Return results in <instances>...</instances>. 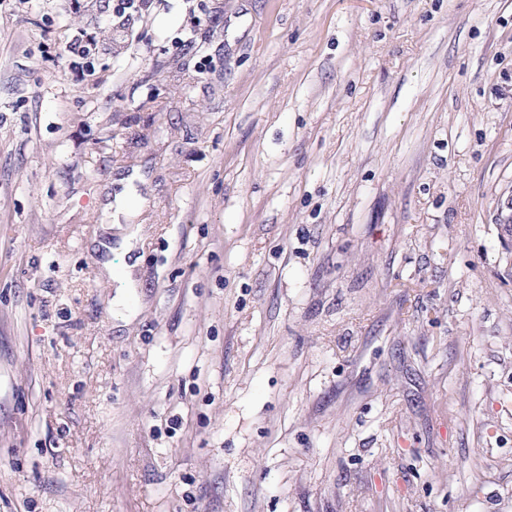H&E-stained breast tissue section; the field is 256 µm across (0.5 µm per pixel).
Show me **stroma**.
Returning a JSON list of instances; mask_svg holds the SVG:
<instances>
[{"label": "stroma", "instance_id": "1", "mask_svg": "<svg viewBox=\"0 0 512 512\" xmlns=\"http://www.w3.org/2000/svg\"><path fill=\"white\" fill-rule=\"evenodd\" d=\"M112 4L0 0V512H512V0Z\"/></svg>", "mask_w": 512, "mask_h": 512}]
</instances>
